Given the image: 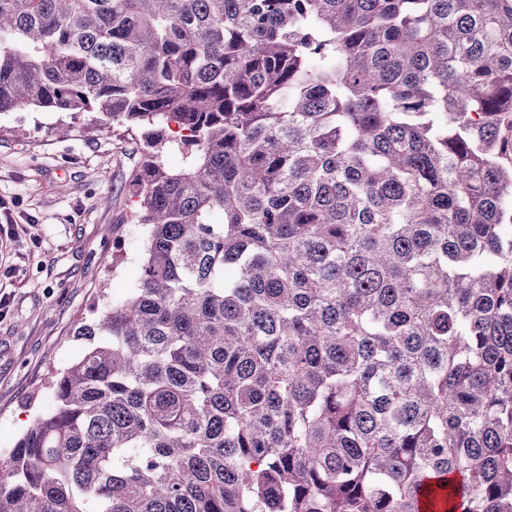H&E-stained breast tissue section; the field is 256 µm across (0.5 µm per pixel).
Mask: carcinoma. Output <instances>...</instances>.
Wrapping results in <instances>:
<instances>
[{"label": "carcinoma", "instance_id": "obj_1", "mask_svg": "<svg viewBox=\"0 0 512 512\" xmlns=\"http://www.w3.org/2000/svg\"><path fill=\"white\" fill-rule=\"evenodd\" d=\"M26 108L147 235L0 512H512V0H0Z\"/></svg>", "mask_w": 512, "mask_h": 512}]
</instances>
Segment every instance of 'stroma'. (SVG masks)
Wrapping results in <instances>:
<instances>
[{"instance_id":"1","label":"stroma","mask_w":512,"mask_h":512,"mask_svg":"<svg viewBox=\"0 0 512 512\" xmlns=\"http://www.w3.org/2000/svg\"><path fill=\"white\" fill-rule=\"evenodd\" d=\"M136 149L93 112L0 114V450L15 446L52 373L81 350L76 327L138 283Z\"/></svg>"}]
</instances>
